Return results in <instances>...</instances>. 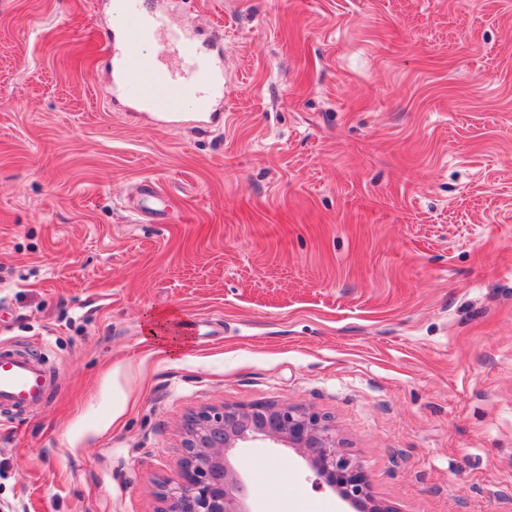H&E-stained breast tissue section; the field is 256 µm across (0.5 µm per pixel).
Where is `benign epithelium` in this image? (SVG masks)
I'll return each mask as SVG.
<instances>
[{
    "label": "benign epithelium",
    "instance_id": "7a95c632",
    "mask_svg": "<svg viewBox=\"0 0 512 512\" xmlns=\"http://www.w3.org/2000/svg\"><path fill=\"white\" fill-rule=\"evenodd\" d=\"M184 434L185 457L177 476L160 486L159 512H251V488L230 453L253 440L293 449L318 485L359 512H391L373 495L362 466L342 450L330 421L302 407L272 402L205 408L186 419Z\"/></svg>",
    "mask_w": 512,
    "mask_h": 512
}]
</instances>
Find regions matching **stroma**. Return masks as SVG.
<instances>
[{
	"mask_svg": "<svg viewBox=\"0 0 512 512\" xmlns=\"http://www.w3.org/2000/svg\"><path fill=\"white\" fill-rule=\"evenodd\" d=\"M160 6L223 44L218 122L128 111L108 0H0V347L55 378L0 419V512H158L188 414L272 401L393 512H512V0ZM232 461L253 512L282 465L352 512Z\"/></svg>",
	"mask_w": 512,
	"mask_h": 512,
	"instance_id": "1",
	"label": "stroma"
}]
</instances>
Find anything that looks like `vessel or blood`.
I'll list each match as a JSON object with an SVG mask.
<instances>
[{"instance_id":"obj_1","label":"vessel or blood","mask_w":512,"mask_h":512,"mask_svg":"<svg viewBox=\"0 0 512 512\" xmlns=\"http://www.w3.org/2000/svg\"><path fill=\"white\" fill-rule=\"evenodd\" d=\"M149 0H113L112 26L97 40L112 54V79L132 109L159 114L175 122L180 111H216L224 102V51L187 39L170 26L166 15ZM163 44L166 55L147 53ZM46 364L13 350H0V408L34 407L50 394Z\"/></svg>"}]
</instances>
